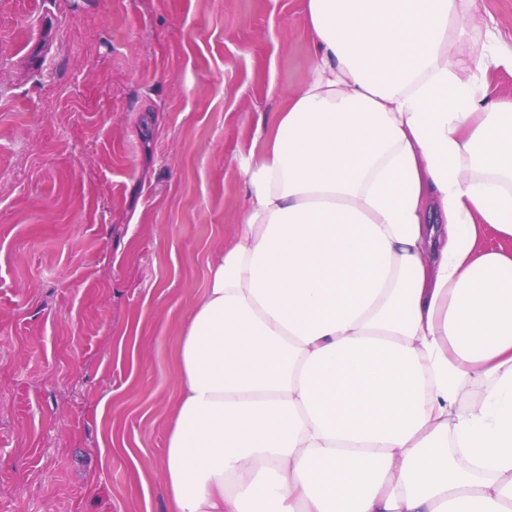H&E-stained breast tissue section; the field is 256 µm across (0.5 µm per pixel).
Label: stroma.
I'll return each instance as SVG.
<instances>
[{
	"label": "stroma",
	"mask_w": 512,
	"mask_h": 512,
	"mask_svg": "<svg viewBox=\"0 0 512 512\" xmlns=\"http://www.w3.org/2000/svg\"><path fill=\"white\" fill-rule=\"evenodd\" d=\"M311 51L304 0H0V512H168L178 340Z\"/></svg>",
	"instance_id": "obj_1"
}]
</instances>
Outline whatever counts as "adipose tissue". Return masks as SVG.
<instances>
[{"instance_id": "1", "label": "adipose tissue", "mask_w": 512, "mask_h": 512, "mask_svg": "<svg viewBox=\"0 0 512 512\" xmlns=\"http://www.w3.org/2000/svg\"><path fill=\"white\" fill-rule=\"evenodd\" d=\"M177 346L170 512H512V100L477 0H306ZM486 78L502 99H512V72L494 66L486 70Z\"/></svg>"}]
</instances>
